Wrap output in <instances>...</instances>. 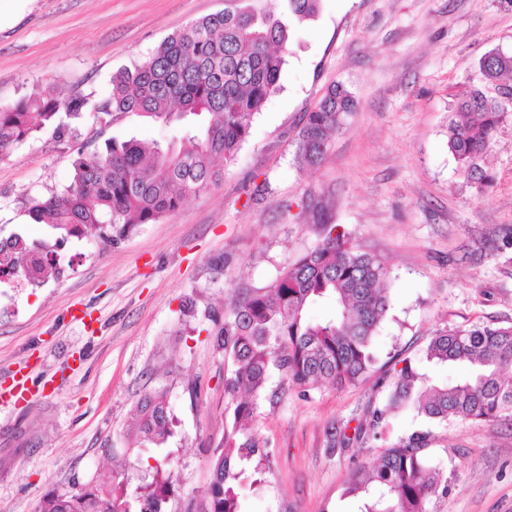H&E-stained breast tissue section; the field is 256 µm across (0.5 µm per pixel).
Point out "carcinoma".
Instances as JSON below:
<instances>
[{"instance_id": "cac0c4a2", "label": "carcinoma", "mask_w": 512, "mask_h": 512, "mask_svg": "<svg viewBox=\"0 0 512 512\" xmlns=\"http://www.w3.org/2000/svg\"><path fill=\"white\" fill-rule=\"evenodd\" d=\"M323 0H272L264 8L236 0L231 10L203 17L165 38L141 63L112 76L109 95L93 112L101 119L133 114L170 125L183 134L146 146L138 140L106 143L91 159L74 162L71 183L61 191L32 197L25 212L62 236L94 235L104 241L127 236L139 224L176 213L186 197L210 188L234 163L252 136L254 116L281 89L293 26L315 18ZM491 83L512 76V55L491 51L479 62ZM87 102L53 93L23 97L0 106V155L23 144L60 113L79 118ZM355 110L352 93L333 85L306 113L297 136V160L305 167L323 161L331 136ZM448 126V150L469 178L487 185L477 166L489 149L505 111L474 90L456 102ZM484 251L512 249V225H497L479 241ZM60 273L54 246L20 236L0 244V276L43 282ZM391 306L388 271L350 234L329 225L312 249L268 286L234 304L217 332L224 350V443L212 453L215 478L203 512H243V461L265 442L251 423L258 399L277 375L280 386L302 391L330 384L345 388L375 368V340ZM425 361L459 366L452 382L428 384L426 374L404 358L388 386L383 407L358 422L354 437L378 434L386 415L411 409L431 420L494 423L512 421V326L491 324L441 330L432 336ZM135 442L160 445L171 434L167 394L151 391L134 408ZM426 436L412 435L386 448L370 467L353 474L350 493H363L359 512H428L441 481L426 465ZM173 474L160 466L151 478L129 488L125 474L77 492H48L42 512H165Z\"/></svg>"}]
</instances>
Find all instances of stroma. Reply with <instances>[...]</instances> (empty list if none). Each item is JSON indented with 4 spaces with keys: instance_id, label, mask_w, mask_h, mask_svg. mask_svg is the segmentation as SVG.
Returning a JSON list of instances; mask_svg holds the SVG:
<instances>
[{
    "instance_id": "obj_1",
    "label": "stroma",
    "mask_w": 512,
    "mask_h": 512,
    "mask_svg": "<svg viewBox=\"0 0 512 512\" xmlns=\"http://www.w3.org/2000/svg\"><path fill=\"white\" fill-rule=\"evenodd\" d=\"M226 0H0V104L54 86L95 103L115 72L145 60L167 36L223 11ZM512 55V0H323L297 25L281 89L219 183L172 216L107 242L68 237L64 272L36 288L0 290V383L27 374L33 402L0 408V512H40L46 493L107 479L121 463L131 484L157 464L176 476L167 512H193L224 441V352L216 333L247 293L268 286L340 224L387 267L392 306L365 381L259 402L260 481L243 512H356L352 471L383 443L427 437V464L447 482L429 512H512V423H437L404 410L367 436L330 448V426L381 407L389 355L420 360L440 329L512 325V250L465 258L482 233L512 224V96L485 82L479 60ZM356 109L319 167L296 161L297 134L330 85ZM478 89L505 105L470 183L448 150L458 95ZM174 129L134 116L100 123L92 112L47 126L0 156V239L55 241L31 223L25 199L63 190L77 156L115 137L164 141ZM162 389L174 417L164 446H132L133 408Z\"/></svg>"
}]
</instances>
